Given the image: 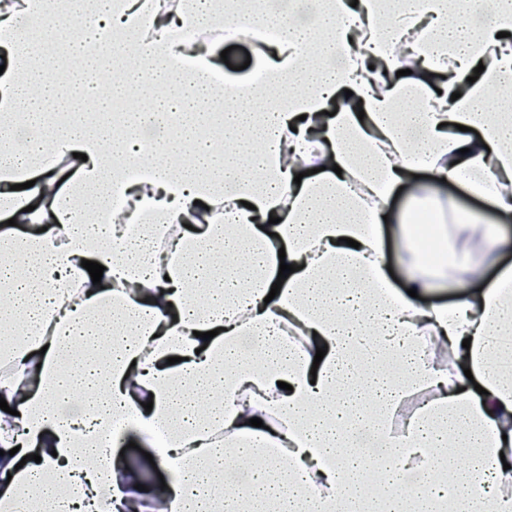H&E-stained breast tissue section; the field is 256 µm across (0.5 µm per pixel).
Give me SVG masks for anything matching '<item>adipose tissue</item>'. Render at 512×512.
Segmentation results:
<instances>
[{
	"label": "adipose tissue",
	"instance_id": "1",
	"mask_svg": "<svg viewBox=\"0 0 512 512\" xmlns=\"http://www.w3.org/2000/svg\"><path fill=\"white\" fill-rule=\"evenodd\" d=\"M247 34L259 69L226 82ZM0 49V512H512V266L486 280L482 213L432 188L512 219V104L487 106L512 0H0ZM113 96L141 106L114 123ZM125 416L174 476L150 502ZM358 423L384 455L347 449ZM373 465L419 483L374 502ZM237 45L236 49L231 50L228 54V60L229 63H231L232 66H241L247 59L246 52H249L251 62L250 65L240 71L231 70L223 61L221 58V52L225 50L226 48ZM216 61L223 67L224 69V76L228 79L232 80H247L251 78L260 63V57H259V51L258 46L253 45L252 43L248 42L247 40H239L232 43H224L216 53ZM418 236L413 240V246L428 260H437L442 257L432 234L431 224H417Z\"/></svg>",
	"mask_w": 512,
	"mask_h": 512
}]
</instances>
